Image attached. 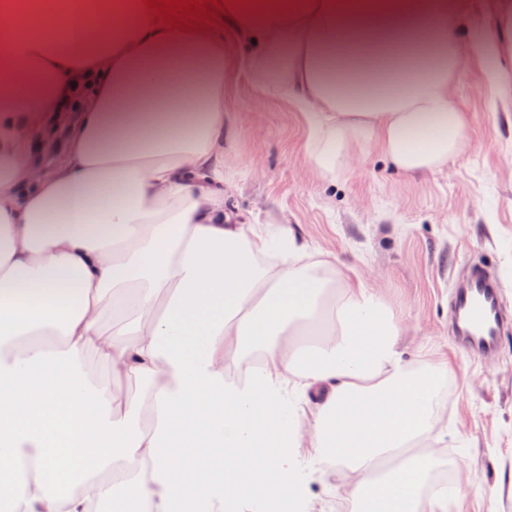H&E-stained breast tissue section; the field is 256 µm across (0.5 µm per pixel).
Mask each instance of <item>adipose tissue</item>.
Listing matches in <instances>:
<instances>
[{"label": "adipose tissue", "mask_w": 512, "mask_h": 512, "mask_svg": "<svg viewBox=\"0 0 512 512\" xmlns=\"http://www.w3.org/2000/svg\"><path fill=\"white\" fill-rule=\"evenodd\" d=\"M465 11L261 0L220 39L155 28L140 0H0L8 512H306L328 463L360 512H447V489L421 493L434 453L377 474L433 438L443 367H410L402 318L362 273L228 205L224 42L301 110L319 179L368 145L431 172L468 144L451 97ZM78 80L92 104L37 168L31 130ZM89 354L108 370L94 383Z\"/></svg>", "instance_id": "obj_1"}]
</instances>
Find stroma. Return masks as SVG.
Segmentation results:
<instances>
[{
    "instance_id": "obj_1",
    "label": "stroma",
    "mask_w": 512,
    "mask_h": 512,
    "mask_svg": "<svg viewBox=\"0 0 512 512\" xmlns=\"http://www.w3.org/2000/svg\"><path fill=\"white\" fill-rule=\"evenodd\" d=\"M500 0H472L469 32H498L511 48L495 58L466 46L452 96L467 121L468 148L441 169L404 173L377 147L336 181L315 177L307 127L291 103L255 87L232 41L224 43V173L247 217L282 224L336 263L368 276L404 318L403 356L412 366L444 362L443 426L430 449L447 453L460 492L448 512H512V334L485 358L459 348L448 307L468 265L486 258L512 316V101L490 88L486 67L512 84V27H499ZM311 512L348 502L336 473L308 484Z\"/></svg>"
}]
</instances>
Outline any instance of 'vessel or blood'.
<instances>
[{
  "label": "vessel or blood",
  "mask_w": 512,
  "mask_h": 512,
  "mask_svg": "<svg viewBox=\"0 0 512 512\" xmlns=\"http://www.w3.org/2000/svg\"><path fill=\"white\" fill-rule=\"evenodd\" d=\"M451 312L454 337L471 353L494 355L502 338L512 331L503 314L500 286L480 265L471 268L454 288Z\"/></svg>",
  "instance_id": "1"
}]
</instances>
